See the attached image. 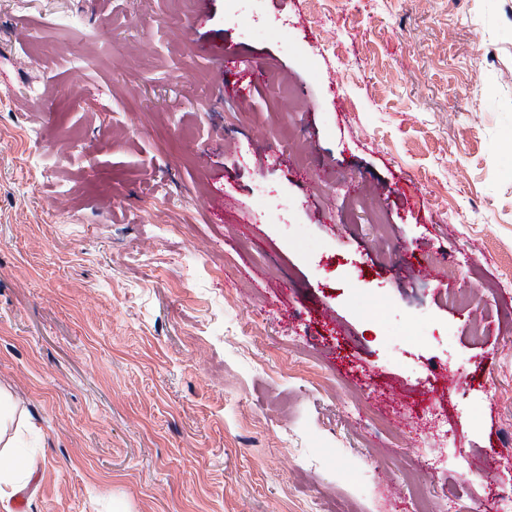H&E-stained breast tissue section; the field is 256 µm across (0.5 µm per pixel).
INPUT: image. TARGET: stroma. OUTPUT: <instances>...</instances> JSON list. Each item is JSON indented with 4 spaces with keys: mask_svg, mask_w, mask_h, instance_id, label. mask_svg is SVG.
<instances>
[{
    "mask_svg": "<svg viewBox=\"0 0 512 512\" xmlns=\"http://www.w3.org/2000/svg\"><path fill=\"white\" fill-rule=\"evenodd\" d=\"M196 10L0 0V389L44 435L0 512H410L448 440L422 490L483 512L512 488V0H209L233 66Z\"/></svg>",
    "mask_w": 512,
    "mask_h": 512,
    "instance_id": "35a3bbf8",
    "label": "stroma"
}]
</instances>
